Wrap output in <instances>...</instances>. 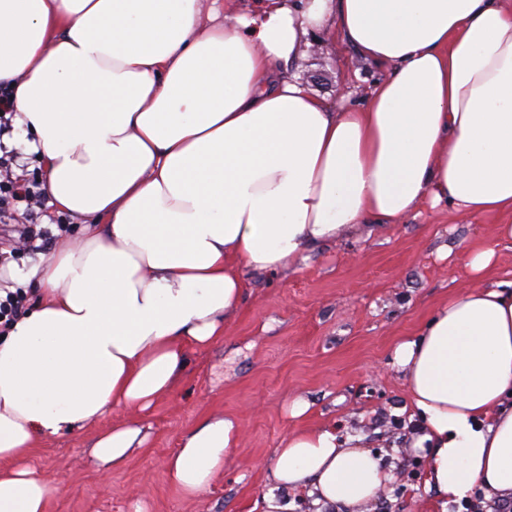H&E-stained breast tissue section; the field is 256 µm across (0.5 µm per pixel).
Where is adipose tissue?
<instances>
[{
    "label": "adipose tissue",
    "instance_id": "obj_1",
    "mask_svg": "<svg viewBox=\"0 0 512 512\" xmlns=\"http://www.w3.org/2000/svg\"><path fill=\"white\" fill-rule=\"evenodd\" d=\"M328 30L385 68L338 110L288 68ZM0 90L40 158L50 204L84 221L35 272L38 300L0 330V512H49L42 441L95 426L90 462L122 470L130 418L178 386L189 349L224 340L248 270L418 202L512 214V0H0ZM444 499H512V280L452 296L396 345ZM239 429L209 415L167 458L197 497ZM263 512H367L384 455L335 426L273 450Z\"/></svg>",
    "mask_w": 512,
    "mask_h": 512
}]
</instances>
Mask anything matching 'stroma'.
<instances>
[{
    "instance_id": "obj_1",
    "label": "stroma",
    "mask_w": 512,
    "mask_h": 512,
    "mask_svg": "<svg viewBox=\"0 0 512 512\" xmlns=\"http://www.w3.org/2000/svg\"><path fill=\"white\" fill-rule=\"evenodd\" d=\"M290 70L332 103L344 93L360 99L383 74L325 31L310 33ZM509 223L508 213L467 215L425 203L400 223L315 246L288 275L247 272L223 345L189 351L178 388L144 415L150 439L124 469L105 475L87 464L88 428L43 443L37 470L61 487L50 512H262L273 487L267 460L305 424L363 436L393 463L372 512H465L464 501L445 502L423 488V454L407 428L408 389L393 349L451 296L512 279V240L496 233ZM477 246L496 254L479 280L468 265ZM297 398L310 405L301 419L289 414ZM218 412L237 422L238 444L220 482L182 497L165 461L184 431Z\"/></svg>"
}]
</instances>
